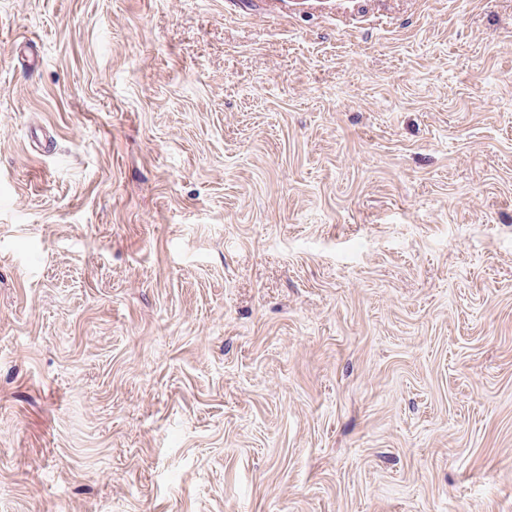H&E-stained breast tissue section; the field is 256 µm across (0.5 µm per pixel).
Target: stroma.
I'll return each instance as SVG.
<instances>
[{
	"mask_svg": "<svg viewBox=\"0 0 512 512\" xmlns=\"http://www.w3.org/2000/svg\"><path fill=\"white\" fill-rule=\"evenodd\" d=\"M0 512H512V0H0Z\"/></svg>",
	"mask_w": 512,
	"mask_h": 512,
	"instance_id": "obj_1",
	"label": "stroma"
}]
</instances>
